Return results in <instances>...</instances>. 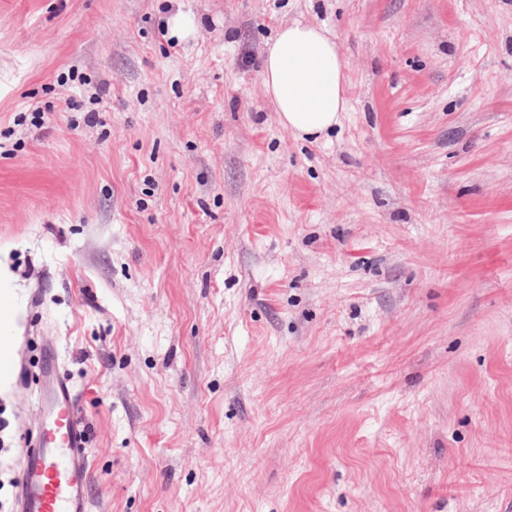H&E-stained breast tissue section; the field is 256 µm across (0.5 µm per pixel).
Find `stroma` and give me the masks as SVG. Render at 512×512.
Returning <instances> with one entry per match:
<instances>
[{
    "label": "stroma",
    "instance_id": "obj_1",
    "mask_svg": "<svg viewBox=\"0 0 512 512\" xmlns=\"http://www.w3.org/2000/svg\"><path fill=\"white\" fill-rule=\"evenodd\" d=\"M0 296V512L50 340L93 512H512V0H0ZM261 75L281 125L296 136L315 135L339 123L345 111L340 48L318 25H282L264 49Z\"/></svg>",
    "mask_w": 512,
    "mask_h": 512
}]
</instances>
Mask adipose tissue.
<instances>
[{"label":"adipose tissue","instance_id":"ef3b65f1","mask_svg":"<svg viewBox=\"0 0 512 512\" xmlns=\"http://www.w3.org/2000/svg\"><path fill=\"white\" fill-rule=\"evenodd\" d=\"M261 75L285 129L302 137L338 124L346 106L344 63L325 28L282 25L264 49Z\"/></svg>","mask_w":512,"mask_h":512}]
</instances>
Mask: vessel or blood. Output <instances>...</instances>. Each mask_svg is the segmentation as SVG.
<instances>
[{
    "label": "vessel or blood",
    "mask_w": 512,
    "mask_h": 512,
    "mask_svg": "<svg viewBox=\"0 0 512 512\" xmlns=\"http://www.w3.org/2000/svg\"><path fill=\"white\" fill-rule=\"evenodd\" d=\"M37 404L45 419L22 450L14 512H91L86 433L70 386L52 376Z\"/></svg>",
    "instance_id": "obj_1"
}]
</instances>
